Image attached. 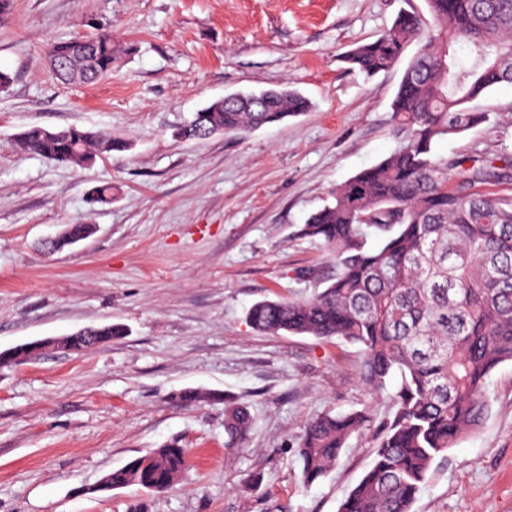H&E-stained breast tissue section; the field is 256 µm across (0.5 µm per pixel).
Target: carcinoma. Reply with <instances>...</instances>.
I'll list each match as a JSON object with an SVG mask.
<instances>
[{
  "mask_svg": "<svg viewBox=\"0 0 512 512\" xmlns=\"http://www.w3.org/2000/svg\"><path fill=\"white\" fill-rule=\"evenodd\" d=\"M427 13L403 11L374 41L351 51V68L370 77L391 69L414 48L392 101L399 147L336 187L332 202L302 231L321 239L334 266L309 298L262 300L248 310L250 327L337 339L360 346L363 379L380 396L392 377V413L376 425L365 411L310 420L298 443L301 478L327 476L347 441L373 426L374 458L338 512H412L436 458L476 431L488 416L491 373L512 363V194L486 185L512 181V164L464 166L435 155L436 146L487 121L469 106L489 89L512 84V0H425ZM121 48L105 28L56 40L54 75L93 83L112 73ZM309 108L295 91L260 101L215 100L194 113L177 136L207 139L214 130L240 134L280 123ZM21 147L57 163L84 166L129 148L126 140L70 126L32 127ZM89 234L70 224L49 243L59 251ZM121 324L87 328L61 339L63 349H94L92 337L119 339ZM186 406L224 404V448L243 447L248 407L222 393L184 390ZM188 468V451L154 448L110 472L112 489L130 485L160 494Z\"/></svg>",
  "mask_w": 512,
  "mask_h": 512,
  "instance_id": "cac0c4a2",
  "label": "carcinoma"
}]
</instances>
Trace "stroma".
Wrapping results in <instances>:
<instances>
[{"mask_svg":"<svg viewBox=\"0 0 512 512\" xmlns=\"http://www.w3.org/2000/svg\"><path fill=\"white\" fill-rule=\"evenodd\" d=\"M424 0H14L0 20V352L88 327L127 336L84 353L47 351L0 368V512H338L369 469V435L301 484L297 441L325 413L387 397L362 378L358 346L254 332L256 301L307 297L332 264L306 218L399 145L391 102L403 71L372 79L347 51ZM133 46L107 78L59 82L53 40L98 28ZM290 87L308 112L242 135L175 140L210 102ZM488 119L442 141L448 159L512 155V85L475 100ZM39 126H77L129 148L79 167L24 151ZM111 185L112 200L93 190ZM69 224L90 235L45 248ZM201 388L246 402L243 448L224 449V406L188 407ZM483 425L437 458L414 512H512V364L492 372ZM171 442L189 468L170 490L98 491L108 472Z\"/></svg>","mask_w":512,"mask_h":512,"instance_id":"obj_1","label":"stroma"}]
</instances>
